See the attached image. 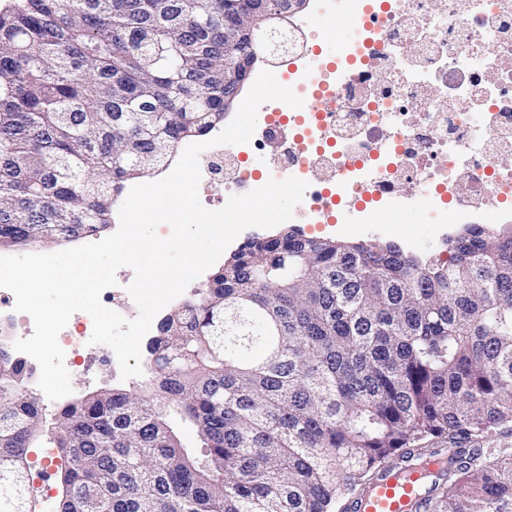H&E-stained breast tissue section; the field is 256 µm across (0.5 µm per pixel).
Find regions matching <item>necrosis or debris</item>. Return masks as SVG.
<instances>
[{
    "instance_id": "necrosis-or-debris-1",
    "label": "necrosis or debris",
    "mask_w": 512,
    "mask_h": 512,
    "mask_svg": "<svg viewBox=\"0 0 512 512\" xmlns=\"http://www.w3.org/2000/svg\"><path fill=\"white\" fill-rule=\"evenodd\" d=\"M356 20L359 37L335 68L280 72L296 93H322L327 106L305 113L273 179L308 182L302 203L311 224L364 196L371 203L356 218L365 224L398 196L425 199L437 224L447 207L500 212L512 201V167L502 164L512 157V0L363 2ZM33 329L0 288V346ZM92 332L83 312L62 330L68 372H85L80 351Z\"/></svg>"
}]
</instances>
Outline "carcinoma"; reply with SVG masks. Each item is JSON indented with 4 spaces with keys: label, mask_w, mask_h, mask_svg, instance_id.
Wrapping results in <instances>:
<instances>
[{
    "label": "carcinoma",
    "mask_w": 512,
    "mask_h": 512,
    "mask_svg": "<svg viewBox=\"0 0 512 512\" xmlns=\"http://www.w3.org/2000/svg\"><path fill=\"white\" fill-rule=\"evenodd\" d=\"M224 2L0 10V249L99 232L124 182L224 122ZM270 7L279 29L288 3ZM446 245L444 262L294 230L248 241L149 342L180 427L120 389L59 410L52 512H352L440 437L457 449L418 506L512 512V447L483 448L512 426V235L469 224ZM26 379L0 349V512H36Z\"/></svg>",
    "instance_id": "obj_1"
}]
</instances>
